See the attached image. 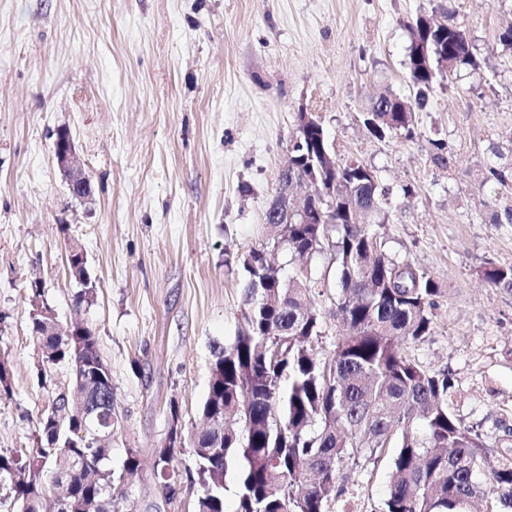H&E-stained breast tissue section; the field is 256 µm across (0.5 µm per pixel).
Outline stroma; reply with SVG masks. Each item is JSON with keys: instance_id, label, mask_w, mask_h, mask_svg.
I'll return each instance as SVG.
<instances>
[{"instance_id": "stroma-1", "label": "stroma", "mask_w": 512, "mask_h": 512, "mask_svg": "<svg viewBox=\"0 0 512 512\" xmlns=\"http://www.w3.org/2000/svg\"><path fill=\"white\" fill-rule=\"evenodd\" d=\"M446 13L479 68L435 87L413 139L372 138L359 122L370 96L410 93L409 23ZM510 23L512 0H0V357L12 390L0 399V454L29 451L71 385L64 364L37 379V287L60 331L95 330L112 372L110 465L123 489L112 512H194L190 450L176 456L182 492L170 505L153 451L170 406L185 432L200 425L212 349L243 324L239 257L261 231L302 107L338 158L397 190L386 247L440 289L434 331L411 354L452 374L457 414L495 442L512 425V291L482 270L512 266V224L490 221L512 205V179L485 175L492 146L512 155V50L499 42ZM62 128L89 198L55 163ZM435 140L455 167L434 163ZM71 239L96 282L88 304L66 264ZM131 448L140 467L126 478ZM391 460L349 465L328 512H384Z\"/></svg>"}]
</instances>
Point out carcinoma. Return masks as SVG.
I'll list each match as a JSON object with an SVG mask.
<instances>
[{
    "label": "carcinoma",
    "instance_id": "carcinoma-1",
    "mask_svg": "<svg viewBox=\"0 0 512 512\" xmlns=\"http://www.w3.org/2000/svg\"><path fill=\"white\" fill-rule=\"evenodd\" d=\"M408 68L412 95L390 91L370 98L376 112L359 121L375 139L415 135V109L428 104L445 68L479 66L464 30L454 21L432 28L428 17L409 25ZM296 178L322 184L320 213L292 214L286 224H266L243 256L247 284L245 327L214 348L202 415L224 414L222 451L217 438L196 431L154 450L155 470L168 500L181 483L173 465L187 446L200 487L196 512H224L225 477L235 473L236 512H325L328 496L349 463L378 459L394 449L384 512H468L476 500L485 512H512V429L497 440L488 464L482 434L453 411L455 383L447 370L431 371L409 354L434 329L440 293L423 268L385 248L381 233L393 190L363 161L336 160L321 120L296 129L290 140ZM330 248L337 265L336 300L329 310L316 297L329 288L302 259ZM290 255L285 269L272 251ZM483 278L512 291V266H488ZM32 290L31 330L44 350L37 377L60 363L81 364L86 407L112 403V374L96 372L104 360L93 329L54 336L44 326L49 308ZM336 319L331 356L321 354L326 317ZM288 376V391L280 381ZM111 448L103 433L78 414L61 391L38 420L34 447L19 457L0 456V478L9 480L19 512H101L115 493Z\"/></svg>",
    "mask_w": 512,
    "mask_h": 512
}]
</instances>
